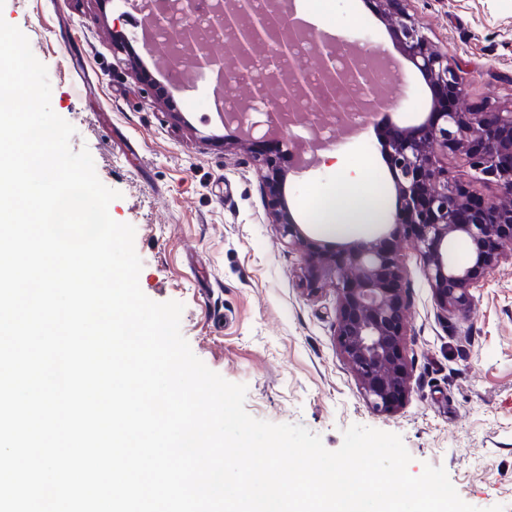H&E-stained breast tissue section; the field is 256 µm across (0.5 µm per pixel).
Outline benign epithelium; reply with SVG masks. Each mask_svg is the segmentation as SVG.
Returning <instances> with one entry per match:
<instances>
[{
    "mask_svg": "<svg viewBox=\"0 0 512 512\" xmlns=\"http://www.w3.org/2000/svg\"><path fill=\"white\" fill-rule=\"evenodd\" d=\"M379 19L395 34L406 58L422 74L432 92L426 121L409 130L395 128L385 148V163L396 190L393 224L417 241L422 273L440 312L467 316L474 305V289L484 277L510 259L499 244L512 239V107L492 112L460 108L464 81L456 64L436 49L423 32L406 0H368ZM163 10L180 19L166 33V46L201 44L193 21L197 0H161ZM289 0H266L256 10L251 0H212L215 25L230 49L227 60L196 54L200 69L217 71L215 93L222 100L229 81L260 67L278 77L281 102L265 112L266 130L261 139H282L289 150L300 145L284 138L292 122L308 120L307 112L324 113L327 101L336 111L381 109L387 95L375 85L364 61L344 54L339 43L296 26ZM307 42L320 60V79L313 81L297 54ZM304 102L305 111L285 115L284 102ZM253 103L237 106L224 125H236L239 136L227 148L252 145L256 124L250 119ZM460 156L472 171V180L461 181L440 157ZM255 165L263 188L268 223L274 226L301 259V276L307 294L331 281L336 284L338 348L356 377L367 404L375 411L399 408L410 393L404 321V269L396 253L381 236L358 239L336 250L312 238L292 215L284 191L285 174L273 156L255 151ZM495 186L485 196L475 184ZM463 238L470 244L469 260L460 264L448 253V243Z\"/></svg>",
    "mask_w": 512,
    "mask_h": 512,
    "instance_id": "1",
    "label": "benign epithelium"
}]
</instances>
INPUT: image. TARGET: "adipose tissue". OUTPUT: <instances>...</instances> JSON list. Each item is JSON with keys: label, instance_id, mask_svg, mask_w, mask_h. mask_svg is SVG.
I'll return each mask as SVG.
<instances>
[{"label": "adipose tissue", "instance_id": "obj_1", "mask_svg": "<svg viewBox=\"0 0 512 512\" xmlns=\"http://www.w3.org/2000/svg\"><path fill=\"white\" fill-rule=\"evenodd\" d=\"M343 202L334 198L321 200L313 219L325 230L336 236H345L359 230L361 225L380 221L383 212L378 195L372 185L356 182L354 186H341Z\"/></svg>", "mask_w": 512, "mask_h": 512}]
</instances>
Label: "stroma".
Returning <instances> with one entry per match:
<instances>
[{
    "instance_id": "obj_1",
    "label": "stroma",
    "mask_w": 512,
    "mask_h": 512,
    "mask_svg": "<svg viewBox=\"0 0 512 512\" xmlns=\"http://www.w3.org/2000/svg\"><path fill=\"white\" fill-rule=\"evenodd\" d=\"M314 26L345 52L376 60L397 55L395 37L364 0H301ZM432 43L463 70L464 104L512 105V0H413ZM135 6L114 0H5L0 17L27 36L46 65L51 107L75 128L72 150L88 149L99 180L120 193L110 216L135 228L142 261L139 285L153 301L183 303L180 329L193 353L229 382L245 385L254 418L300 424L337 450L358 424L398 434L412 457L444 468L459 496L481 508L512 512V264L481 282L468 317H444L420 268L416 244L394 238L406 269L411 390L388 413L373 411L340 354L336 295L325 286L308 296L301 260L268 224L261 183L249 150L225 147L214 76L180 83L188 54L164 67L145 59L154 84L133 76L112 29L140 35ZM392 109L352 127L337 124L315 161L293 172L286 194L311 234L318 198L355 175L396 192L384 161L389 126L415 127L431 108L418 70L402 61L388 72ZM167 97L173 112L158 104Z\"/></svg>"
}]
</instances>
